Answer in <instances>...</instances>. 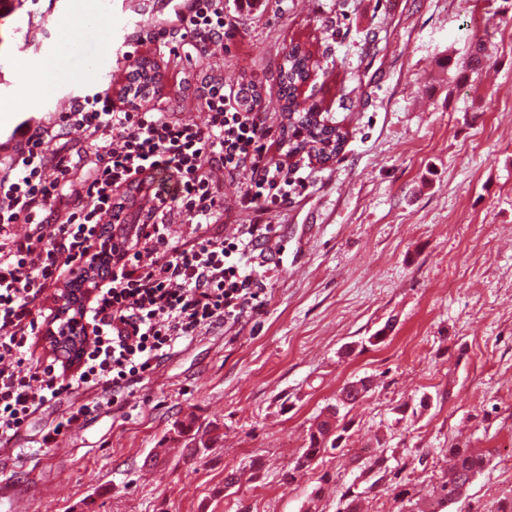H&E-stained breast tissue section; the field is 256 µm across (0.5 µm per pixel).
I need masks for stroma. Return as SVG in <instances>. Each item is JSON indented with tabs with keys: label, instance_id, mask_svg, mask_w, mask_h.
<instances>
[{
	"label": "stroma",
	"instance_id": "obj_1",
	"mask_svg": "<svg viewBox=\"0 0 512 512\" xmlns=\"http://www.w3.org/2000/svg\"><path fill=\"white\" fill-rule=\"evenodd\" d=\"M96 12L108 46L63 49L47 0H0V72L65 57L57 90L120 91L135 61L124 38L170 26L168 0H62ZM237 23L215 54L224 80L259 76L274 127L279 70L303 45L313 76L300 99L345 134L328 163L288 157L306 188L266 214L275 235L261 313L220 326L164 360L125 407L36 442L81 390L31 419L0 451V512H497L512 503V0H224ZM151 17L137 27L140 14ZM46 50L19 52L20 34ZM483 45L482 74L465 63ZM207 64L160 70L166 111L190 122ZM388 328L382 343L370 344ZM374 388L342 412L339 446L282 481L310 425L342 387ZM215 430L199 447L182 425ZM487 464L443 510L433 490L448 451ZM382 454V470L372 469ZM262 468L225 488L232 471Z\"/></svg>",
	"mask_w": 512,
	"mask_h": 512
}]
</instances>
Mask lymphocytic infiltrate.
<instances>
[{
  "instance_id": "1",
  "label": "lymphocytic infiltrate",
  "mask_w": 512,
  "mask_h": 512,
  "mask_svg": "<svg viewBox=\"0 0 512 512\" xmlns=\"http://www.w3.org/2000/svg\"><path fill=\"white\" fill-rule=\"evenodd\" d=\"M175 26L152 36L170 62L179 47L205 56L223 45L232 23L224 0H183ZM202 123L162 111L157 92L125 87L78 97L48 117L0 162V448L11 449L39 409L79 389L92 401L70 408L39 442L59 435L105 406L127 399L134 384L211 328L238 322L265 304L259 247L273 233L264 214L301 193L303 177L274 160L276 129L258 98H246L206 75L199 88ZM78 133L93 154L90 167L57 142ZM249 172L232 236L212 233L224 218L225 178ZM81 188L69 193L73 181ZM154 182L142 219L125 212L131 188ZM112 226L109 272L79 309L88 330L77 368L32 366V346L47 319V291L81 266ZM27 225L24 235L13 234ZM184 225L173 237V225Z\"/></svg>"
}]
</instances>
